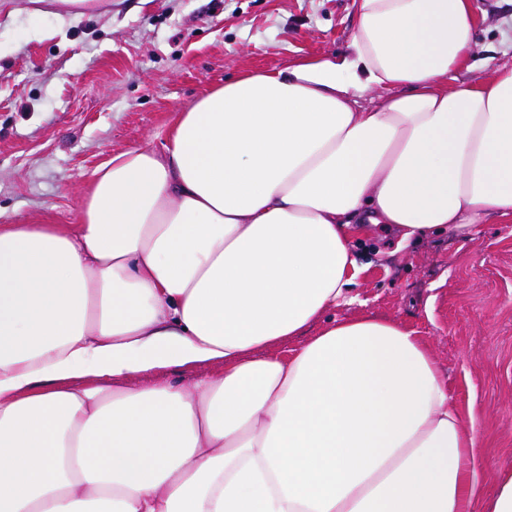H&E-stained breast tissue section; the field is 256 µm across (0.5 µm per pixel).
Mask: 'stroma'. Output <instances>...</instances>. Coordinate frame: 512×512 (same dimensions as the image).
<instances>
[{
  "instance_id": "35a3bbf8",
  "label": "stroma",
  "mask_w": 512,
  "mask_h": 512,
  "mask_svg": "<svg viewBox=\"0 0 512 512\" xmlns=\"http://www.w3.org/2000/svg\"><path fill=\"white\" fill-rule=\"evenodd\" d=\"M475 4L476 59L511 64L512 0ZM355 24L354 0H112L77 18L57 0H0V224L77 223L113 154L162 148L177 113L230 76L348 53ZM355 252L358 300L327 316L418 330L474 414L485 512L512 468V223Z\"/></svg>"
}]
</instances>
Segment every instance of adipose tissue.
Instances as JSON below:
<instances>
[{
	"label": "adipose tissue",
	"mask_w": 512,
	"mask_h": 512,
	"mask_svg": "<svg viewBox=\"0 0 512 512\" xmlns=\"http://www.w3.org/2000/svg\"><path fill=\"white\" fill-rule=\"evenodd\" d=\"M356 14L349 55L238 74L114 154L78 223L0 224V512H474L423 337L308 330L350 302L356 240L512 222V66L458 81L474 0Z\"/></svg>",
	"instance_id": "1"
}]
</instances>
